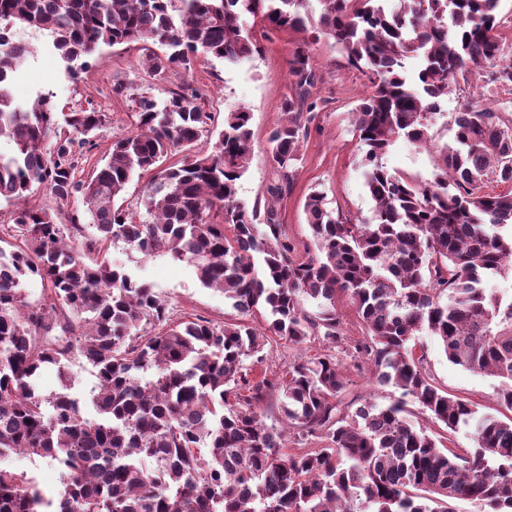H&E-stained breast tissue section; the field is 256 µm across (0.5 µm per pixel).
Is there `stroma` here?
Masks as SVG:
<instances>
[{
    "label": "stroma",
    "instance_id": "1",
    "mask_svg": "<svg viewBox=\"0 0 512 512\" xmlns=\"http://www.w3.org/2000/svg\"><path fill=\"white\" fill-rule=\"evenodd\" d=\"M35 46L11 84L16 102L31 103L37 94H53L58 106L91 107L103 112L105 124L95 134L93 149H78L75 161L79 176H87L102 166L112 141L132 131L136 103L147 97L164 102L172 92L197 86L207 90L202 103L213 116L198 143L206 149L216 141L225 111L243 106L252 114L253 156L248 171L238 183L237 199L246 209H253L268 199V189L277 175L267 151V137L277 124L282 101L292 94L294 85L288 75V61L301 40L299 33L280 31L259 35V55L230 65L212 59L198 60L190 73H169L158 78L144 64L151 44L133 42L102 46L88 72L77 79L64 74V64L47 47V35H29ZM315 64L323 75L315 95L321 104L311 125L294 184L276 203L283 229L299 246L312 243L311 230L305 220L304 201L309 192H325L327 208L346 214L370 217L373 202L365 188V168L361 149L351 125V114L370 83L367 73L346 65L333 41L319 39L311 46ZM123 85V95H115L114 85ZM480 102L493 111L512 119V84L493 83L474 75L458 77L448 96L442 100L440 116L432 121L428 146L417 147L398 138L382 155L380 162L391 173L423 185L432 181L442 162L443 148L453 138V114L467 102ZM111 260L124 265L153 285L169 308L173 322L205 318L220 325L236 319L237 313L224 299V294L200 283L195 268L162 254L143 259L118 242L108 248ZM336 309L342 318L345 341L336 345L335 355L347 382L348 397L370 398L386 406L400 397L399 390L380 385L369 369H356L351 341L363 336L365 329L345 297H338ZM417 353L426 358L435 382L448 393L468 400L479 413L498 418L512 416V411L497 404L499 380L463 369L449 362L435 337L420 334L415 340ZM325 347L316 340L294 346L286 341L268 344L264 360L249 363L252 375L281 374L299 356H313ZM0 466L33 478L46 497L54 498L63 489L59 467L46 460L25 454H14L0 460Z\"/></svg>",
    "mask_w": 512,
    "mask_h": 512
}]
</instances>
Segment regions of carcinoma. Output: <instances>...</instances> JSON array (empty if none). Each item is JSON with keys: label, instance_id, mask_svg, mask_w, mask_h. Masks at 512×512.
Segmentation results:
<instances>
[{"label": "carcinoma", "instance_id": "carcinoma-1", "mask_svg": "<svg viewBox=\"0 0 512 512\" xmlns=\"http://www.w3.org/2000/svg\"><path fill=\"white\" fill-rule=\"evenodd\" d=\"M320 2L316 16L307 0H0V140L13 145L0 156V197L15 205L0 235L20 241L0 248V457L47 458L64 474L53 500L0 467V512H453L457 499L512 512V418L480 415L441 389L409 346L420 332L436 337L451 363L497 377L499 404L512 411V301L484 286L512 274V193L481 192L493 176L512 181V120L465 105L441 172L424 185L378 162L400 137L427 144L458 76L487 68L492 80L512 83L499 0H396L389 10L376 0ZM247 16L267 31L329 39L348 66L370 74L354 132L372 216L334 215L324 193L311 192L304 213L313 252L296 251L273 205L249 212L237 201L253 153L245 108L224 113L212 150L161 169L172 151L195 147L212 115L195 90L161 106L143 97L135 129L113 140L107 162L83 180L73 148L93 146L105 114L60 112L51 94L23 106L8 88L30 54L15 41L20 31L52 37L73 79L102 45L158 44L167 51L147 62L162 77L188 73L200 58L235 63L258 53ZM412 57L421 66L410 78ZM289 74L294 92L268 137L274 197L293 184L317 108L322 75L308 44L295 49ZM152 170L142 198L151 220L138 222L117 200L135 173ZM35 186L56 208L30 205ZM118 241L143 259L166 253L192 264L240 314L265 310L268 333L244 320L170 325L153 286L107 256ZM29 279L48 289L50 305L28 308ZM339 294L366 329L355 358L401 399L381 407L366 398L348 411L345 378L329 355L290 364L275 384L243 372L245 359L262 362L273 336L341 343ZM307 301L317 313L308 314ZM76 354L95 369L87 399L73 393ZM47 367L59 389L44 394L36 381ZM275 391L285 425L297 431L294 453L259 409ZM409 399L450 435L470 427L472 446L447 447L410 421ZM86 408L94 417L82 415ZM311 437L322 446H309Z\"/></svg>", "mask_w": 512, "mask_h": 512}]
</instances>
